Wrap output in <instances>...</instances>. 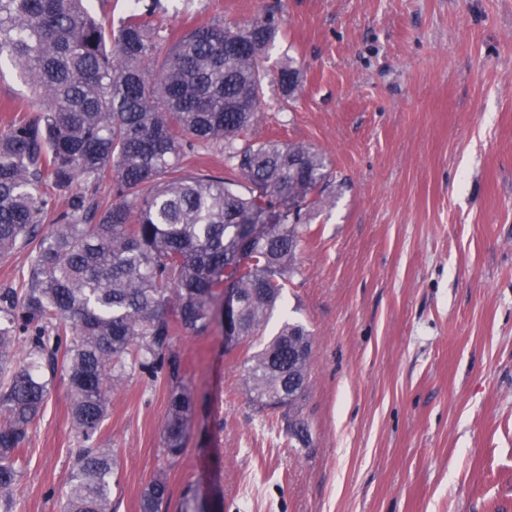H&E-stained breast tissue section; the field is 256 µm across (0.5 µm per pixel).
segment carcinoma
Wrapping results in <instances>:
<instances>
[{"label": "carcinoma", "instance_id": "1", "mask_svg": "<svg viewBox=\"0 0 512 512\" xmlns=\"http://www.w3.org/2000/svg\"><path fill=\"white\" fill-rule=\"evenodd\" d=\"M139 3L115 27L90 0H0V62L41 105L0 132V259L31 249L21 286L0 293L4 512L49 394L46 373L59 367L81 438L62 512H112L117 452L96 435L130 369L168 368L161 453L177 461L194 392L179 377L176 341L209 331L226 286L240 301L235 341L263 335L307 230L302 207L326 200L319 150L238 144L264 103L261 60L278 33L275 17L200 25L165 49L153 11ZM204 145L224 149L236 178L184 169L181 158ZM106 174L110 200L88 191ZM80 183L86 189L74 190ZM61 194L67 207L58 213ZM31 328L18 366L15 344ZM310 354L304 326L284 322L247 360L252 400L267 410L294 406L308 388ZM166 495L158 476L140 512H158Z\"/></svg>", "mask_w": 512, "mask_h": 512}]
</instances>
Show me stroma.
Returning a JSON list of instances; mask_svg holds the SVG:
<instances>
[{
  "label": "stroma",
  "instance_id": "obj_1",
  "mask_svg": "<svg viewBox=\"0 0 512 512\" xmlns=\"http://www.w3.org/2000/svg\"><path fill=\"white\" fill-rule=\"evenodd\" d=\"M268 13L246 137L312 145L330 172L267 327L310 332L308 391L257 412L221 323L180 337L185 451L163 460L166 376L125 375L98 435L119 460L112 512H140L160 473V512L190 485L224 512H512V0H158L153 19L178 36ZM28 96L0 65V130L35 115ZM79 446L59 370L11 512H59ZM167 495V484L158 476L147 485L140 501L141 512H158V508Z\"/></svg>",
  "mask_w": 512,
  "mask_h": 512
}]
</instances>
